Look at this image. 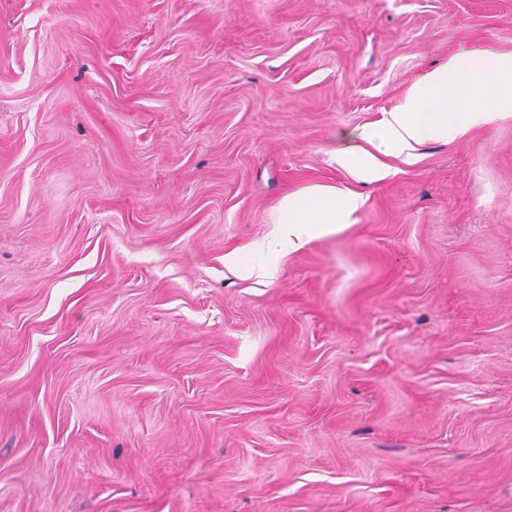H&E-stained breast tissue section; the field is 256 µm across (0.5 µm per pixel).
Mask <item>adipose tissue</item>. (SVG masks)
<instances>
[{"instance_id": "ef3b65f1", "label": "adipose tissue", "mask_w": 512, "mask_h": 512, "mask_svg": "<svg viewBox=\"0 0 512 512\" xmlns=\"http://www.w3.org/2000/svg\"><path fill=\"white\" fill-rule=\"evenodd\" d=\"M510 118L512 50L477 49L450 56L423 73L376 124L348 134L337 160L355 179V187L316 185L283 192L270 213V235L252 245L267 256V265H246L234 252L225 255V265L246 278L274 279L282 257L355 224L364 202L357 186L385 178L386 158L412 164L425 143H450Z\"/></svg>"}]
</instances>
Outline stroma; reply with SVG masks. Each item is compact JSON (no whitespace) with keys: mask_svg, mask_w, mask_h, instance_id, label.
I'll use <instances>...</instances> for the list:
<instances>
[{"mask_svg":"<svg viewBox=\"0 0 512 512\" xmlns=\"http://www.w3.org/2000/svg\"><path fill=\"white\" fill-rule=\"evenodd\" d=\"M512 0H0V512H512V119L233 274ZM363 203V193L348 186L316 185L285 191L270 213V235L252 245L253 250L268 257V264L264 268L248 266L236 252H230L224 256V265L245 278L273 281L282 257L302 251L314 239L351 227Z\"/></svg>","mask_w":512,"mask_h":512,"instance_id":"obj_1","label":"stroma"}]
</instances>
